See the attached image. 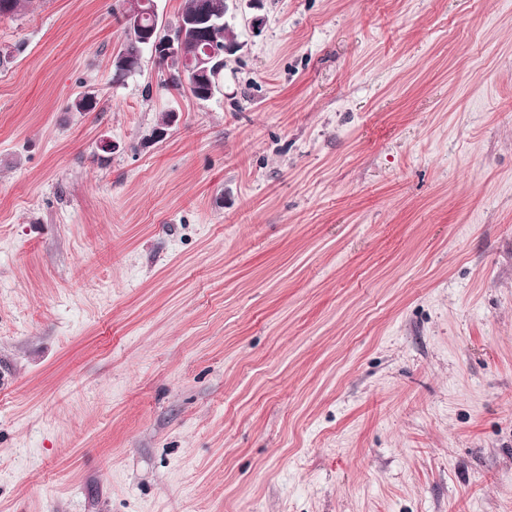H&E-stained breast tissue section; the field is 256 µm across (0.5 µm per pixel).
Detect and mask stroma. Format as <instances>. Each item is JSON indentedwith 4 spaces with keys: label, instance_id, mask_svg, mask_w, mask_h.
<instances>
[{
    "label": "stroma",
    "instance_id": "35a3bbf8",
    "mask_svg": "<svg viewBox=\"0 0 512 512\" xmlns=\"http://www.w3.org/2000/svg\"><path fill=\"white\" fill-rule=\"evenodd\" d=\"M229 11L0 17V512H512V0ZM125 16L124 23L128 29H138L141 33V41L146 44L153 56H162L163 59H154L155 62L167 71L168 84L178 92H187L191 97L199 101L210 100L209 96L203 95L209 89V82L197 81L191 85L184 84L178 68L168 61L172 59H184V33L180 32L182 23L169 31V35L164 38L161 36L158 23L156 22L151 28L143 29L141 24L142 5L144 1L152 0H125ZM151 55V56H152ZM202 3L208 5L212 14L221 18V21H224V15H226L224 26L219 29L220 39L224 43L219 42L215 37L206 35L204 39L207 45L203 49V52H198L199 44L203 38H198L193 31L187 32V37H189L192 42L196 41L192 50L197 52L194 58L191 57L186 61L189 68L183 72L182 77L184 80L190 81L191 83L193 80H198L200 75L207 73L209 71V65L213 64L216 59L222 56L224 57V53H231L228 48L224 47L239 46L234 26L227 19L228 7L225 0H185L184 7L179 16L185 18L192 17L195 12L204 6ZM123 36H124V40H123L122 47L120 50H122V49L125 50L126 57L128 58V62H129L128 65L134 67V69H129V71H128L129 75L126 72H124V73L116 76V72H119V71L118 70H116V72L114 71V76L112 79H113V82H115V83L124 82L126 79L125 78L126 76L128 78V77L138 73L142 68L145 53L148 52L146 50V48L138 40L135 33L133 34L132 32H130L124 28ZM128 65H127V68H128ZM122 78H125V79H123L121 81L120 79H122Z\"/></svg>",
    "mask_w": 512,
    "mask_h": 512
}]
</instances>
